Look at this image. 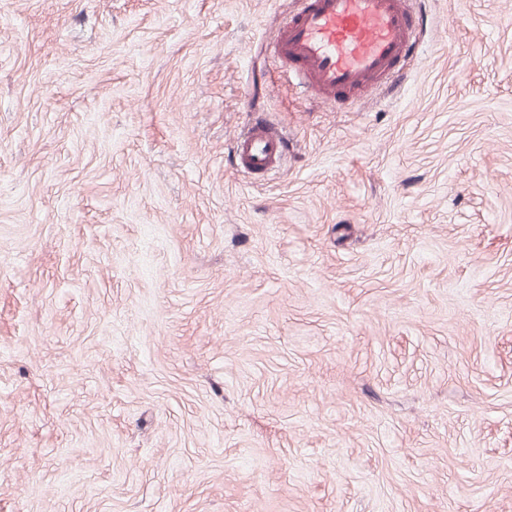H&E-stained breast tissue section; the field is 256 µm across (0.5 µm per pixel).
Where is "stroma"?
Masks as SVG:
<instances>
[{"mask_svg":"<svg viewBox=\"0 0 512 512\" xmlns=\"http://www.w3.org/2000/svg\"><path fill=\"white\" fill-rule=\"evenodd\" d=\"M294 2L0 0V512H512V0L333 108ZM237 165L246 173L263 177L274 171L288 151L287 139L267 115L256 117L233 140Z\"/></svg>","mask_w":512,"mask_h":512,"instance_id":"stroma-1","label":"stroma"}]
</instances>
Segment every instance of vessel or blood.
<instances>
[{
  "label": "vessel or blood",
  "instance_id": "1",
  "mask_svg": "<svg viewBox=\"0 0 512 512\" xmlns=\"http://www.w3.org/2000/svg\"><path fill=\"white\" fill-rule=\"evenodd\" d=\"M427 21L416 0H298L267 53L295 86L341 103L389 81ZM233 149L244 172L262 177L282 163L288 144L264 114L240 130Z\"/></svg>",
  "mask_w": 512,
  "mask_h": 512
}]
</instances>
